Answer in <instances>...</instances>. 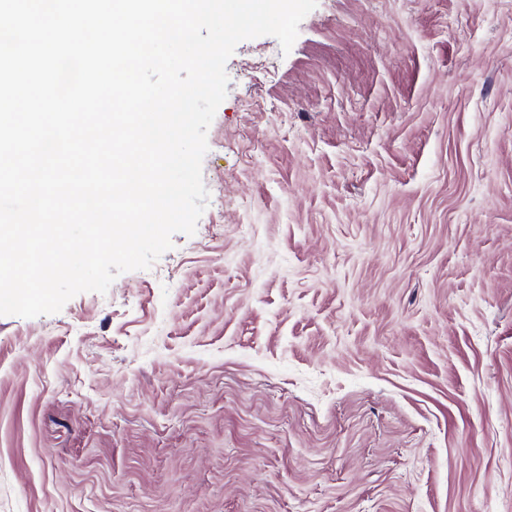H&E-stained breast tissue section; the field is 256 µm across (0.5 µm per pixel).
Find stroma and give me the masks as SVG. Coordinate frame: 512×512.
Returning a JSON list of instances; mask_svg holds the SVG:
<instances>
[{"instance_id": "stroma-1", "label": "stroma", "mask_w": 512, "mask_h": 512, "mask_svg": "<svg viewBox=\"0 0 512 512\" xmlns=\"http://www.w3.org/2000/svg\"><path fill=\"white\" fill-rule=\"evenodd\" d=\"M226 72L195 234L0 316V512H512V0Z\"/></svg>"}]
</instances>
